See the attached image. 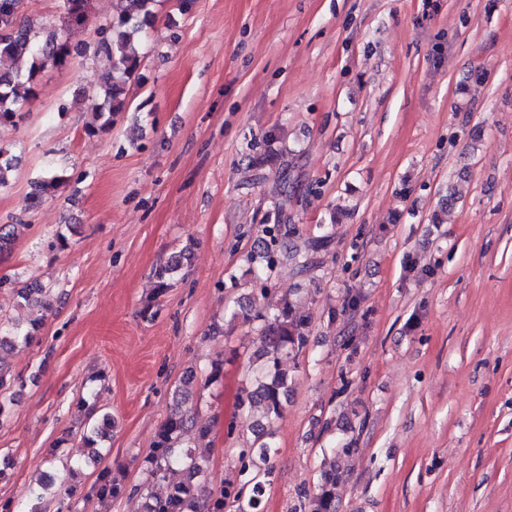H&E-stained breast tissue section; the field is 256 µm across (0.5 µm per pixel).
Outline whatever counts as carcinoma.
Listing matches in <instances>:
<instances>
[{"label":"carcinoma","instance_id":"carcinoma-1","mask_svg":"<svg viewBox=\"0 0 512 512\" xmlns=\"http://www.w3.org/2000/svg\"><path fill=\"white\" fill-rule=\"evenodd\" d=\"M24 0H0V127H15L23 118V105L36 97L39 74L49 65H65L75 58L90 57L103 65L96 117L100 123L88 127V133L109 129L113 117L123 110L127 98V84L140 69L142 45L148 29L156 20V0H116L112 16L100 28L93 47L78 48L58 31L37 20L22 6ZM89 0H61L62 24L78 25L88 16ZM16 169V158L7 148L0 147V191L9 186ZM62 180L57 174L37 182L31 194V203L37 204L41 195L55 188ZM20 224H0V255L8 252ZM261 245L250 252L249 264L258 279L270 278L283 258L294 261L300 270L315 266L316 254L327 247L332 238L321 235L303 242L296 240V230L289 224H266ZM192 243H186L171 260L155 269L157 294L162 295L170 286L175 274L189 262ZM0 289L17 298L42 306H49L47 291L30 284L23 287L0 278ZM256 323L259 345L254 352L258 365L252 369L253 382L245 391L240 406L247 414H260L251 428L253 442L239 452V480H228L209 486L207 462L210 448L205 440L210 429L180 411L170 414L157 428L152 451L144 459L147 486L155 487L143 497L141 512H224L227 505L236 512H260L266 485L273 474L271 458L273 424L280 417L283 397L288 389V370L285 361L296 358L304 349L309 337V323L296 305L285 297L271 307L258 309L246 315ZM33 339L30 328L0 329V353L18 342ZM15 377L0 360V422L8 417L11 402L9 392ZM111 419L89 424L84 441L90 453L83 461H67L65 468L73 473L84 466L101 460L98 442L106 437ZM191 432L196 446L182 450L179 445L183 435ZM342 479V473L331 468L320 474L319 492L313 496L302 493L301 507L307 512H336L333 490ZM53 477L44 476L37 484L28 485L23 493L29 508H16L14 502L0 504V512H40L45 492ZM101 499H117L125 495L122 480L103 469L95 485Z\"/></svg>","mask_w":512,"mask_h":512}]
</instances>
